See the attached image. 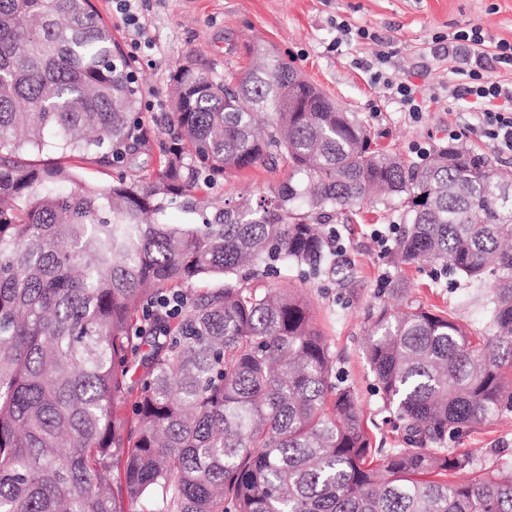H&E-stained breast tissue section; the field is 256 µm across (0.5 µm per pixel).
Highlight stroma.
<instances>
[{
	"label": "stroma",
	"mask_w": 512,
	"mask_h": 512,
	"mask_svg": "<svg viewBox=\"0 0 512 512\" xmlns=\"http://www.w3.org/2000/svg\"><path fill=\"white\" fill-rule=\"evenodd\" d=\"M98 13L111 22L123 47L132 39L151 43L137 68L141 102L155 101L143 119L166 127L171 110L168 93L172 69L185 59L204 69L241 73L250 68L249 45L273 48L296 72L320 88L345 110L370 127L377 143L413 159L419 148L447 144L449 130L461 143L487 157L496 168L512 172V151H502L468 129L472 116L449 100L446 89L463 83L454 60L432 54L433 40L473 25L488 36L487 71L493 79L512 82V69L493 60L495 46L512 44V0H135L137 26L124 25L110 0H93ZM365 27L391 46L388 74L416 85L429 106L412 119L400 103L372 84L359 63L378 50L369 40L337 44L336 24ZM286 159L260 164L228 176L217 192L219 200L245 195L252 201L271 198L278 186L294 177ZM399 200L387 199L364 207L352 221L335 217L341 234L334 263L318 270L308 266H278L275 273L255 280L258 288L279 286L301 290L313 308L314 321L326 336L347 383L367 418L374 447L400 448L403 434L386 422L381 398L374 394V377L367 358L371 318L392 303L391 286L405 280L411 299L443 310L472 332L488 329L489 283L459 277H436L433 267L397 268L373 232L401 223ZM473 454L477 469L512 471V414L464 430L454 442Z\"/></svg>",
	"instance_id": "obj_1"
}]
</instances>
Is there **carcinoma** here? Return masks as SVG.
<instances>
[{
  "label": "carcinoma",
  "mask_w": 512,
  "mask_h": 512,
  "mask_svg": "<svg viewBox=\"0 0 512 512\" xmlns=\"http://www.w3.org/2000/svg\"><path fill=\"white\" fill-rule=\"evenodd\" d=\"M248 53L238 75L175 66L161 141L92 0H0V512H512V479L448 447L512 413V176L453 143L373 149L287 62ZM154 140L160 167H128ZM278 157L303 178L269 202L162 221L169 196L193 211ZM374 190L404 203L395 266L494 276L488 333L412 300L374 316L367 358L407 444L388 450L309 300L250 284L316 265V225ZM195 281L214 285L147 318Z\"/></svg>",
  "instance_id": "cac0c4a2"
}]
</instances>
